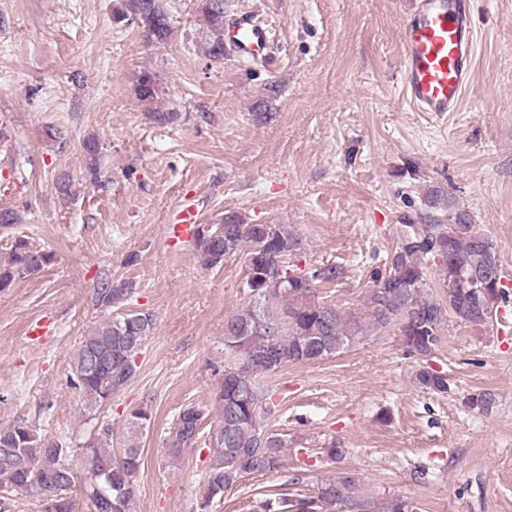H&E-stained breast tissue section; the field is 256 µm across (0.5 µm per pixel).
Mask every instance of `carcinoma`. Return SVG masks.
<instances>
[{"label": "carcinoma", "mask_w": 512, "mask_h": 512, "mask_svg": "<svg viewBox=\"0 0 512 512\" xmlns=\"http://www.w3.org/2000/svg\"><path fill=\"white\" fill-rule=\"evenodd\" d=\"M143 4L136 20L148 39L167 43L172 28L163 0H143ZM201 12L210 34L205 54L220 61L224 59V0H202ZM83 147L85 179L97 183L101 177L99 144L91 137ZM448 210V224L407 225L388 267L374 273L375 288L367 298L368 324L379 330L398 324L406 353L421 359L436 350L448 318L487 325L499 304L509 301L494 245L467 213L451 202ZM301 245V239L283 224H244L233 216L225 217L220 226L193 232L191 246L207 268L221 266L224 258L245 250L246 287L258 297L224 324V350L230 361L216 370L219 423L207 437L214 455L197 512H208L242 475L268 473L282 466L285 442L264 430L262 417L269 408L264 406V391L256 377L276 373L289 363L333 356L365 332L362 318L315 301L314 284L336 281L342 276L340 267L324 264L305 273L288 272L285 259ZM54 261L53 252L31 245L23 236L15 237L9 252L0 258V290L40 273ZM429 261L442 276L445 304L429 293ZM134 290L129 281H105L95 289L94 302L101 308H116L118 313L103 319L85 337L70 365L69 384L79 391L90 416L103 407L104 399L134 381L138 342L155 328L149 313L119 311ZM415 380L433 393L448 392V376L432 367L421 368ZM205 418L201 405L180 410L164 441L171 463L201 441ZM151 420L147 406L128 413L119 456L112 453L114 433L108 421L81 445L86 465L82 494L92 512H135L142 466L139 431ZM72 451L66 438H46L26 422L0 425V512H16L20 493L40 498L39 486L51 492L49 503L39 502L40 512H77L72 489L78 475L69 463ZM338 508L411 512L410 503L399 497L380 500L364 494L349 471L322 481L312 497L282 498L276 503V512H336Z\"/></svg>", "instance_id": "1"}]
</instances>
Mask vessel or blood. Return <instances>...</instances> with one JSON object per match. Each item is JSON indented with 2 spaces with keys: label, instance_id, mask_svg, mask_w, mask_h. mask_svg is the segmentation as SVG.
I'll list each match as a JSON object with an SVG mask.
<instances>
[{
  "label": "vessel or blood",
  "instance_id": "vessel-or-blood-1",
  "mask_svg": "<svg viewBox=\"0 0 512 512\" xmlns=\"http://www.w3.org/2000/svg\"><path fill=\"white\" fill-rule=\"evenodd\" d=\"M473 0H417L403 23L401 78L420 112L457 111L472 81L476 55ZM224 43L244 57L267 52V33L249 13L224 32Z\"/></svg>",
  "mask_w": 512,
  "mask_h": 512
}]
</instances>
